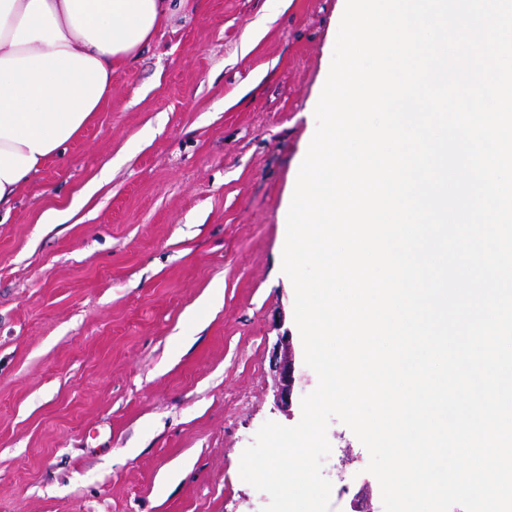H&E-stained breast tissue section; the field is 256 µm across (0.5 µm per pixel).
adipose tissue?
I'll return each instance as SVG.
<instances>
[{"mask_svg":"<svg viewBox=\"0 0 512 512\" xmlns=\"http://www.w3.org/2000/svg\"><path fill=\"white\" fill-rule=\"evenodd\" d=\"M174 0H0V208L92 122Z\"/></svg>","mask_w":512,"mask_h":512,"instance_id":"1","label":"adipose tissue"}]
</instances>
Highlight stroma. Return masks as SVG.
<instances>
[{"mask_svg": "<svg viewBox=\"0 0 512 512\" xmlns=\"http://www.w3.org/2000/svg\"><path fill=\"white\" fill-rule=\"evenodd\" d=\"M338 0H185L0 220V512H262L240 459L295 330L288 197ZM222 285L221 302L207 307ZM330 512H384L331 420Z\"/></svg>", "mask_w": 512, "mask_h": 512, "instance_id": "obj_1", "label": "stroma"}]
</instances>
